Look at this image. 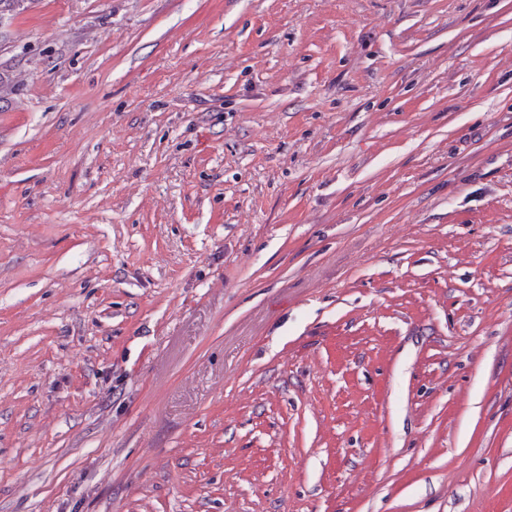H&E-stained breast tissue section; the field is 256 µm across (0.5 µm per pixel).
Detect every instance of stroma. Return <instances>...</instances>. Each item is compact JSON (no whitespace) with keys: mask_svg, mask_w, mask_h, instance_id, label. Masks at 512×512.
Segmentation results:
<instances>
[{"mask_svg":"<svg viewBox=\"0 0 512 512\" xmlns=\"http://www.w3.org/2000/svg\"><path fill=\"white\" fill-rule=\"evenodd\" d=\"M0 512H512V0L1 12Z\"/></svg>","mask_w":512,"mask_h":512,"instance_id":"1","label":"stroma"}]
</instances>
